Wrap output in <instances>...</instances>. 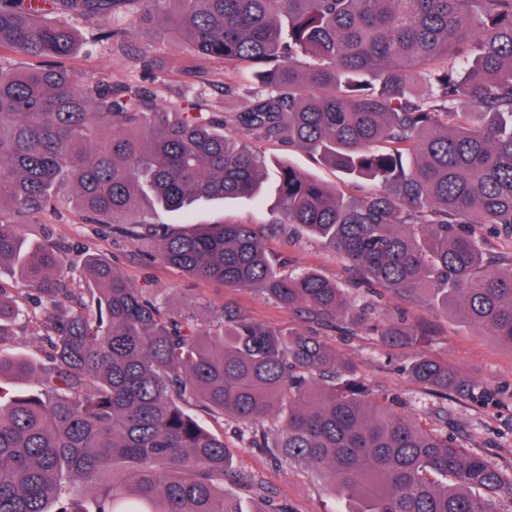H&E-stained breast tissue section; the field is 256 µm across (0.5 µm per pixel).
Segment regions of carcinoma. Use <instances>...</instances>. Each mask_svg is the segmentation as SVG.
<instances>
[{"label": "carcinoma", "mask_w": 512, "mask_h": 512, "mask_svg": "<svg viewBox=\"0 0 512 512\" xmlns=\"http://www.w3.org/2000/svg\"><path fill=\"white\" fill-rule=\"evenodd\" d=\"M111 14L243 69L248 104L226 116L197 96L164 107L142 86L79 83L54 65L77 48L73 22ZM101 39L139 60L124 30ZM3 51L46 65L0 62V271L19 284L15 296L0 287V379L34 383L0 389V512H243L224 484L261 482L232 470L224 436L194 407L231 416L274 460L325 475L345 512H493L512 501L511 471L373 397L320 337L229 307L212 327L177 318L108 262L88 255L76 274L54 242L19 230L66 181L91 221L154 236L157 255L193 277L317 323L357 322L324 276L277 272L253 224L162 231L130 219L144 200L178 210L253 197L264 162L239 136L288 142L376 190L346 197L281 164L280 223L369 279L428 291L512 348V253L485 243L512 240V0H0ZM21 319L47 359L4 354ZM423 335L398 321L385 339L416 346ZM409 374L488 400L422 353ZM77 483L95 490L91 501L74 495Z\"/></svg>", "instance_id": "1"}]
</instances>
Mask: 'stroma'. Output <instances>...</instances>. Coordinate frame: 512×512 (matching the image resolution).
<instances>
[{"mask_svg": "<svg viewBox=\"0 0 512 512\" xmlns=\"http://www.w3.org/2000/svg\"><path fill=\"white\" fill-rule=\"evenodd\" d=\"M122 27L136 46L141 61L132 63L97 41L98 30ZM80 46L62 64L78 78L109 77L153 90L159 103L176 102L184 94H202L210 109L229 112L243 107L240 98L224 95L225 85L237 84L236 69L220 60H195L187 56L181 42L142 33L132 17L103 16L78 25ZM266 162L265 193L258 199L201 201L188 211L170 212L141 203L140 212L152 222L175 230H194L199 224L258 225L265 250L280 273L314 270L335 282L365 317L358 325L330 328L306 320L255 291L223 288L192 278L165 264L156 256L151 239L134 240L112 230L110 225L86 219L71 202L56 204L22 225L32 239L50 238L64 247L65 263L82 261L90 254L110 262L130 283L157 297L176 316H193L197 322L211 321L216 311L229 306L251 321L292 328L320 336L343 360L353 363L361 380L373 394L394 400L401 411L431 429L447 427L467 451L483 455L499 468H512V347L498 343L480 330L461 323L438 307L429 294L408 296L366 279L349 262L341 259L322 240L289 224L279 223L276 208L277 163L284 162L307 172L345 195L358 196L371 184L343 183L339 172L319 163L302 148L284 143L254 142ZM405 320L423 328L422 345L392 349L382 332L394 321ZM446 360L467 374L495 401L485 405L471 399L440 398L413 379L406 365L418 354ZM201 422L223 435L233 451V466L261 479L265 493L273 496L284 512H338L340 502L328 482L315 471L282 462L250 447L232 418L218 419L201 414Z\"/></svg>", "mask_w": 512, "mask_h": 512, "instance_id": "stroma-1", "label": "stroma"}]
</instances>
